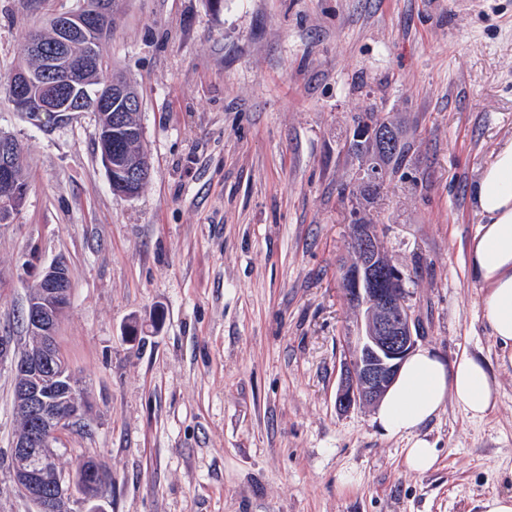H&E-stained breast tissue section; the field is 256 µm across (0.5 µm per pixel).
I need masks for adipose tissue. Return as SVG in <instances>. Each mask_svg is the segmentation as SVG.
Returning a JSON list of instances; mask_svg holds the SVG:
<instances>
[{"mask_svg":"<svg viewBox=\"0 0 512 512\" xmlns=\"http://www.w3.org/2000/svg\"><path fill=\"white\" fill-rule=\"evenodd\" d=\"M471 199L483 222L468 245L469 272L486 289L483 315L504 351L501 362L512 365V139L499 146L482 170ZM496 394L494 371L484 358L465 355L449 362L421 348L401 365L374 421L384 434L407 437L404 464L425 473L434 468L438 454L422 430L446 402L481 419L495 407Z\"/></svg>","mask_w":512,"mask_h":512,"instance_id":"adipose-tissue-1","label":"adipose tissue"}]
</instances>
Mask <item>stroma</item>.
Listing matches in <instances>:
<instances>
[{"instance_id":"stroma-1","label":"stroma","mask_w":512,"mask_h":512,"mask_svg":"<svg viewBox=\"0 0 512 512\" xmlns=\"http://www.w3.org/2000/svg\"><path fill=\"white\" fill-rule=\"evenodd\" d=\"M102 41L135 83L152 174L113 194L98 115L41 120L5 86L46 14L0 0V131L29 187L0 224V328L63 260L59 347L89 413L55 446L92 459L104 512H480L512 494V366L484 321L467 245L470 187L512 139V0H119ZM375 112L407 149L399 178L359 193L348 145ZM403 271L418 347L496 367V407L447 403L408 440L336 389L359 307L340 286L356 218ZM136 337H128L129 325ZM14 374L0 360V512H34L10 467Z\"/></svg>"}]
</instances>
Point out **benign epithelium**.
<instances>
[{
	"label": "benign epithelium",
	"instance_id": "7a95c632",
	"mask_svg": "<svg viewBox=\"0 0 512 512\" xmlns=\"http://www.w3.org/2000/svg\"><path fill=\"white\" fill-rule=\"evenodd\" d=\"M56 26V44L48 47L37 41L33 45L41 60L39 72L18 71L10 78L15 109L49 117H58L63 112H106L111 115L112 125L121 126L123 116L112 112V108L124 92L112 80H105L87 97L76 99L70 95L71 82L67 79L70 73L93 63L88 58L71 56V43L90 30L101 36L111 32L113 17L108 0H98L89 12L59 11ZM97 137L104 142L101 157L112 192L124 198L137 196L145 177L143 164L113 144L112 130L99 132ZM15 166V142L1 134V224L11 217L27 193L15 178ZM359 176L378 182L386 173L365 157L361 159ZM356 265V271L345 273L349 284L347 297L364 309L365 329L348 350L338 384L336 406L341 411L380 401L414 347L417 330L407 303L405 276L393 261L384 258V263L374 267L375 274L369 276L364 274L361 262ZM34 289L37 293L28 297L21 311L30 342L14 360L18 411L26 428L12 444L13 479L20 493L35 505L36 512H73L70 504L75 501L83 505L82 512H100L96 505L99 496L91 491L98 480L94 464H85L82 480L74 483L64 470L48 472L29 457L33 448L53 450L59 433L81 423L87 411L57 343L58 324L71 301V282L64 262L57 260L45 267Z\"/></svg>",
	"mask_w": 512,
	"mask_h": 512
}]
</instances>
